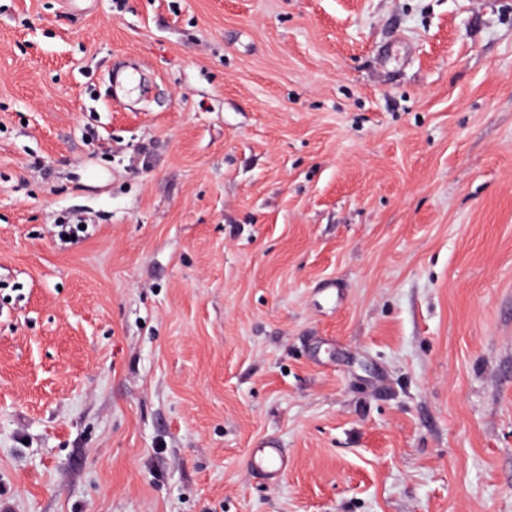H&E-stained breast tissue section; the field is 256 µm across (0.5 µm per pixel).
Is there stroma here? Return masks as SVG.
<instances>
[{
  "label": "stroma",
  "instance_id": "35a3bbf8",
  "mask_svg": "<svg viewBox=\"0 0 512 512\" xmlns=\"http://www.w3.org/2000/svg\"><path fill=\"white\" fill-rule=\"evenodd\" d=\"M0 512H512V0H0ZM251 470L271 484H277L286 464V451L274 436L264 437L248 457Z\"/></svg>",
  "mask_w": 512,
  "mask_h": 512
}]
</instances>
